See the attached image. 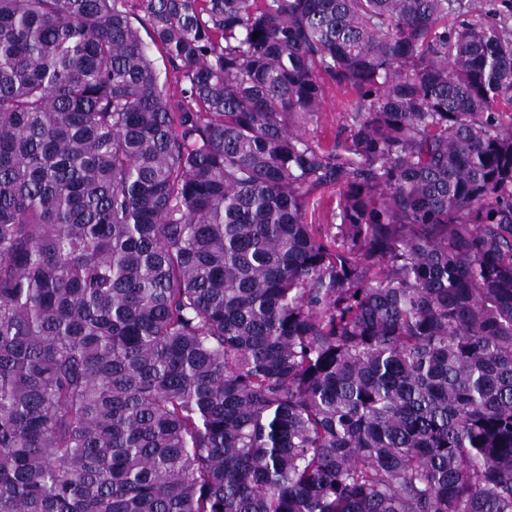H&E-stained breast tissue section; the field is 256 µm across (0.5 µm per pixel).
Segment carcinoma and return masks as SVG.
<instances>
[{
	"label": "carcinoma",
	"instance_id": "1",
	"mask_svg": "<svg viewBox=\"0 0 512 512\" xmlns=\"http://www.w3.org/2000/svg\"><path fill=\"white\" fill-rule=\"evenodd\" d=\"M0 512H512V0H0ZM346 100L343 90L331 86L325 93L323 109L319 112L318 120L307 127V135L320 138H333L339 131L341 123L338 112L342 110ZM334 213H336V193L325 194L320 202L315 204L314 212L308 213V222L323 224L326 229L333 221Z\"/></svg>",
	"mask_w": 512,
	"mask_h": 512
}]
</instances>
